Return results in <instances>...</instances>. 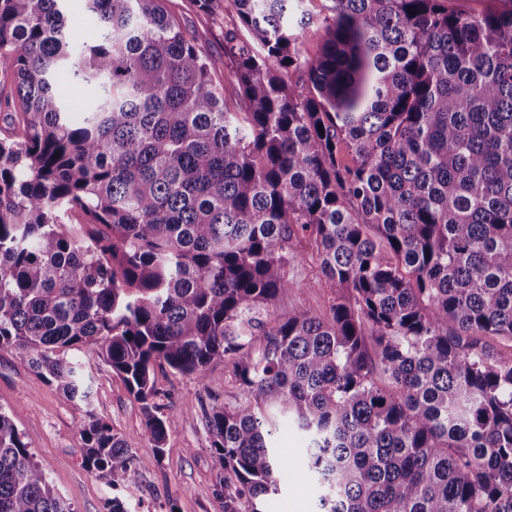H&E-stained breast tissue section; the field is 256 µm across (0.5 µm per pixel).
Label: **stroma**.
<instances>
[{"mask_svg":"<svg viewBox=\"0 0 512 512\" xmlns=\"http://www.w3.org/2000/svg\"><path fill=\"white\" fill-rule=\"evenodd\" d=\"M167 7L196 31L203 54L223 58L224 29L232 22L231 14L214 17L197 11L189 0H167ZM320 277V269L312 261L295 270L293 288L269 306L268 319L286 317L305 306L325 311L332 295L317 288ZM80 360L92 376L95 413L140 456L137 469L120 491L129 512H221L213 494L220 471L208 448L205 416L214 403L231 404L236 399L230 365L214 360L199 377L155 367L158 402L175 420L164 455L157 459L145 449L140 403L96 354H83ZM0 411L17 425L49 482L73 512H103V504L113 492L84 467L82 441L76 430L79 409L32 373L12 351H0ZM301 448L295 432L281 427L276 450L287 460L288 469L268 512H316L315 481Z\"/></svg>","mask_w":512,"mask_h":512,"instance_id":"35a3bbf8","label":"stroma"}]
</instances>
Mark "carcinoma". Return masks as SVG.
I'll use <instances>...</instances> for the list:
<instances>
[{
	"instance_id": "carcinoma-1",
	"label": "carcinoma",
	"mask_w": 512,
	"mask_h": 512,
	"mask_svg": "<svg viewBox=\"0 0 512 512\" xmlns=\"http://www.w3.org/2000/svg\"><path fill=\"white\" fill-rule=\"evenodd\" d=\"M63 2L0 0V351L84 408L86 469L115 490L139 456L68 352L124 383L156 458L155 365L222 358V512L280 492L284 423L321 512H512V0H327L313 57L304 0H230L256 40L224 31L232 110L162 0H83L81 43ZM305 238L334 299L267 320ZM0 512H74L2 411Z\"/></svg>"
}]
</instances>
